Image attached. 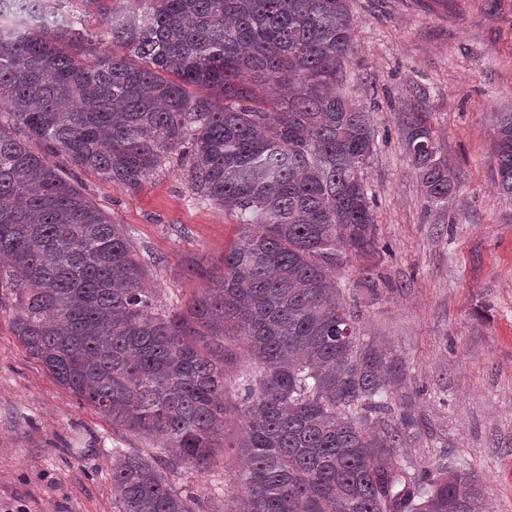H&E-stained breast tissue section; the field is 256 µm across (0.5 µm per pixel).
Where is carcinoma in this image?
I'll return each instance as SVG.
<instances>
[{"instance_id": "carcinoma-1", "label": "carcinoma", "mask_w": 512, "mask_h": 512, "mask_svg": "<svg viewBox=\"0 0 512 512\" xmlns=\"http://www.w3.org/2000/svg\"><path fill=\"white\" fill-rule=\"evenodd\" d=\"M91 6L110 15L94 39ZM356 42L350 0H0V288L29 356L113 425L161 440L155 456L116 453L119 512H198L173 476L213 457L211 345L228 331L251 361L239 512H485L448 458L394 463L420 435L402 366L335 299L341 253L378 251L375 131L341 92ZM397 134L427 202H448L424 102L398 112ZM32 141L129 190L180 152L195 193L243 228L220 284L187 315L158 311L124 226ZM492 170L512 194V112L497 113Z\"/></svg>"}]
</instances>
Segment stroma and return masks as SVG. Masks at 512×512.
Instances as JSON below:
<instances>
[{
  "label": "stroma",
  "instance_id": "35a3bbf8",
  "mask_svg": "<svg viewBox=\"0 0 512 512\" xmlns=\"http://www.w3.org/2000/svg\"><path fill=\"white\" fill-rule=\"evenodd\" d=\"M357 34L343 92L371 114L379 138L364 171L383 253L346 255L336 269L361 342L402 363L424 425L396 461L439 457L479 479L487 512H512V194L493 179V122L512 110V0H352ZM422 98L442 159L458 179L430 205L397 137L402 102ZM48 162L115 223L142 256L163 310H186L215 286L240 224L192 190L178 156L127 190ZM374 280L376 290L365 287ZM17 303L0 290V512H118L112 454H155L157 442L80 403L12 332ZM241 435L228 415L210 466L176 480L200 512H238Z\"/></svg>",
  "mask_w": 512,
  "mask_h": 512
}]
</instances>
